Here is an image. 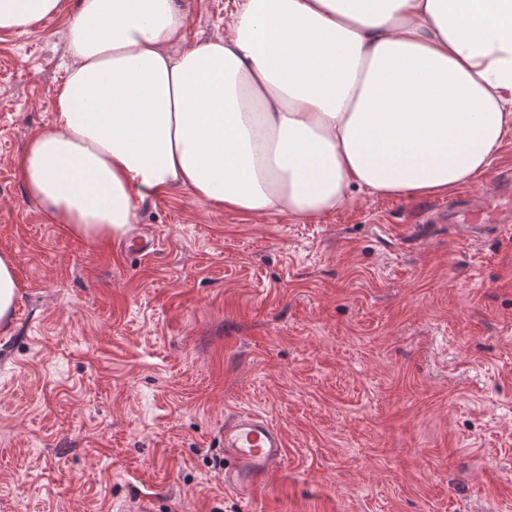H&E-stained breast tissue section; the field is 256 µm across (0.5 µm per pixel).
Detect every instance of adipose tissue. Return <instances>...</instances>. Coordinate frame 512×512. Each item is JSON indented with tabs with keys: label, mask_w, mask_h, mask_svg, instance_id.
I'll list each match as a JSON object with an SVG mask.
<instances>
[{
	"label": "adipose tissue",
	"mask_w": 512,
	"mask_h": 512,
	"mask_svg": "<svg viewBox=\"0 0 512 512\" xmlns=\"http://www.w3.org/2000/svg\"><path fill=\"white\" fill-rule=\"evenodd\" d=\"M185 46L180 0H76L50 123L16 159L52 223L96 243L181 188L315 221L351 190L477 187L512 137V0H234ZM63 0H0L23 34Z\"/></svg>",
	"instance_id": "1"
}]
</instances>
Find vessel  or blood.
<instances>
[{
    "label": "vessel or blood",
    "mask_w": 512,
    "mask_h": 512,
    "mask_svg": "<svg viewBox=\"0 0 512 512\" xmlns=\"http://www.w3.org/2000/svg\"><path fill=\"white\" fill-rule=\"evenodd\" d=\"M224 486L254 498L283 458V430L262 414L243 410L224 427Z\"/></svg>",
    "instance_id": "vessel-or-blood-1"
}]
</instances>
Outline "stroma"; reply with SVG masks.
Segmentation results:
<instances>
[{
	"label": "stroma",
	"instance_id": "obj_1",
	"mask_svg": "<svg viewBox=\"0 0 512 512\" xmlns=\"http://www.w3.org/2000/svg\"><path fill=\"white\" fill-rule=\"evenodd\" d=\"M183 3L187 43L223 37L232 0ZM67 62L64 17L0 33V512H512V223L365 193L256 221L176 188L89 243L14 164ZM241 410L287 443L250 504L213 467ZM19 282L15 274V261L10 254H0V323L6 325L14 310Z\"/></svg>",
	"mask_w": 512,
	"mask_h": 512
}]
</instances>
